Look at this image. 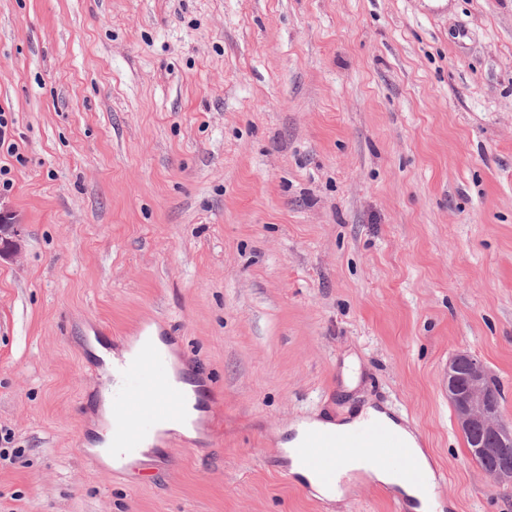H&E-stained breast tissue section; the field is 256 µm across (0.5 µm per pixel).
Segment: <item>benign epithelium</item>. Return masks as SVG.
Instances as JSON below:
<instances>
[{
  "label": "benign epithelium",
  "mask_w": 512,
  "mask_h": 512,
  "mask_svg": "<svg viewBox=\"0 0 512 512\" xmlns=\"http://www.w3.org/2000/svg\"><path fill=\"white\" fill-rule=\"evenodd\" d=\"M18 236L19 225L10 220L0 222V250L16 248L14 238ZM445 385L457 427L470 438L469 452L475 460L498 457L512 448V425L502 420L491 377L481 360L467 351L457 352L448 361Z\"/></svg>",
  "instance_id": "benign-epithelium-1"
}]
</instances>
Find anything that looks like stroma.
Wrapping results in <instances>:
<instances>
[{"label": "stroma", "mask_w": 512, "mask_h": 512, "mask_svg": "<svg viewBox=\"0 0 512 512\" xmlns=\"http://www.w3.org/2000/svg\"><path fill=\"white\" fill-rule=\"evenodd\" d=\"M0 111V512H395L281 476L366 404L444 512H512L444 388L469 351L512 422V0H0ZM144 323L206 417L116 470L87 336Z\"/></svg>", "instance_id": "1"}]
</instances>
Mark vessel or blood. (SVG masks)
Instances as JSON below:
<instances>
[{
    "label": "vessel or blood",
    "mask_w": 512,
    "mask_h": 512,
    "mask_svg": "<svg viewBox=\"0 0 512 512\" xmlns=\"http://www.w3.org/2000/svg\"><path fill=\"white\" fill-rule=\"evenodd\" d=\"M120 387L115 407L126 417L125 423L112 427V441L118 453L141 448L154 425L178 420L183 391L177 386L161 352L154 346L143 347L133 360L119 367ZM403 464L402 478L412 486L428 489L427 474L411 461V452L399 436L383 421L374 420L333 438L320 432L310 433L297 453V469L319 475L326 487H334L341 463L356 455L368 465L377 463L378 449Z\"/></svg>",
    "instance_id": "1"
}]
</instances>
